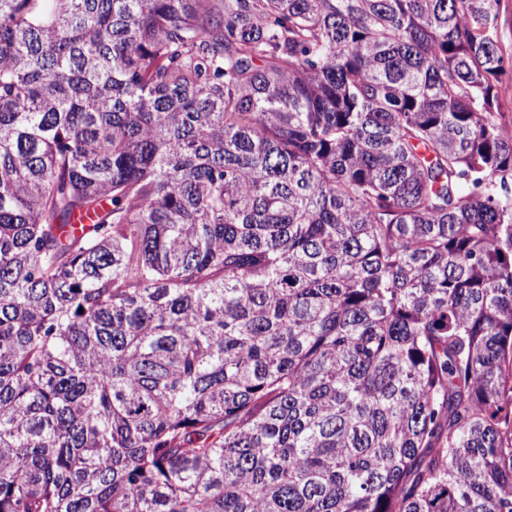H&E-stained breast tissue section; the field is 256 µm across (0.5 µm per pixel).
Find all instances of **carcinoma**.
I'll list each match as a JSON object with an SVG mask.
<instances>
[{"instance_id": "cac0c4a2", "label": "carcinoma", "mask_w": 512, "mask_h": 512, "mask_svg": "<svg viewBox=\"0 0 512 512\" xmlns=\"http://www.w3.org/2000/svg\"><path fill=\"white\" fill-rule=\"evenodd\" d=\"M501 0H0V512H512Z\"/></svg>"}]
</instances>
